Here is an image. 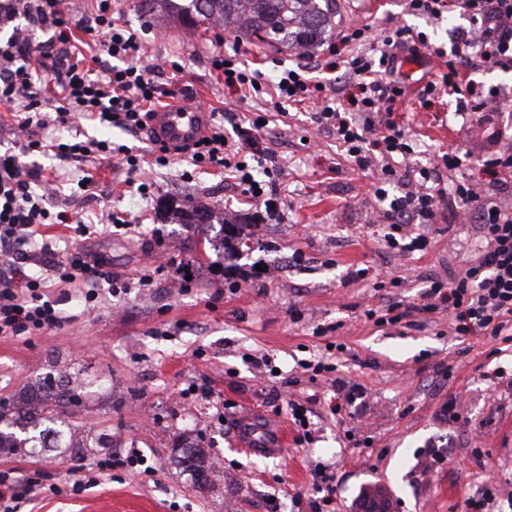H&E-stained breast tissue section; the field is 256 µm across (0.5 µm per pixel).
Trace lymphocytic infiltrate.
<instances>
[{
    "label": "lymphocytic infiltrate",
    "instance_id": "f902f5d3",
    "mask_svg": "<svg viewBox=\"0 0 512 512\" xmlns=\"http://www.w3.org/2000/svg\"><path fill=\"white\" fill-rule=\"evenodd\" d=\"M406 6L410 14L433 20L452 11L466 15L472 26L456 35L454 57L469 59L475 48L481 62L512 67V0H406ZM22 16L51 29L53 36L49 44L36 45L19 31L0 44V105L13 113L18 146L17 152L0 153V255L21 264L39 246V225L67 224L71 218L67 211L53 210L47 196L36 192L37 176L24 170L20 154L51 153L60 161L79 164L115 158L134 177L139 196L147 199L153 193L150 169L124 146L76 137L66 142L39 140L32 138L30 127L67 124L83 117L137 134L159 101L153 67L136 62L141 39L113 18L112 0H96L88 25L69 14L63 0H0L1 26ZM78 31L96 32L102 51L113 60L112 67L99 72L79 57L74 46ZM338 38L345 45L367 39L362 28L340 32ZM370 42L371 53L343 62L350 85L358 89L349 112L337 109L330 86L315 79V67L307 60L271 78L250 68L236 51L213 56L211 66L223 75L225 88L241 97L269 99L276 109L310 102L315 123L335 135L338 146L358 168L377 170L372 191L381 204L376 215L388 227L387 248L402 254L426 251L429 238L408 234L407 229L413 224L439 223L450 198L460 202L464 214L476 224L481 242L477 256L451 272L448 281L431 280L423 291L424 304H390L380 323L397 325L444 311L456 335L479 333L511 342L507 329L512 326V208L502 206L494 192L480 185L445 181L444 171L462 166L460 155L446 153L425 166L400 167V160L409 159L415 149L410 136L391 119L405 94L396 78V62L401 53L417 54L427 40L423 33L403 26L382 31ZM43 74L55 81L52 96L34 90ZM442 92L455 97L457 111L484 109L473 89L459 82L456 67L429 81L421 95ZM266 122V117L259 116L229 131L220 124L210 126L193 146L191 160L195 166L222 171L245 203L263 207L273 217L280 209L276 182L282 169L260 142L259 131ZM51 280L74 286L89 305L98 301L100 282L113 287L120 282L105 259L80 248L66 251L47 277L33 274L18 279L0 271V336H34L63 325V312L47 286Z\"/></svg>",
    "mask_w": 512,
    "mask_h": 512
}]
</instances>
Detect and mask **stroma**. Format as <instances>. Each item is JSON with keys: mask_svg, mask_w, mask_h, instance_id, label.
Masks as SVG:
<instances>
[{"mask_svg": "<svg viewBox=\"0 0 512 512\" xmlns=\"http://www.w3.org/2000/svg\"><path fill=\"white\" fill-rule=\"evenodd\" d=\"M405 0H336V26L381 31L407 25L427 33L431 46L451 50L452 29L468 27L459 13L428 21L406 12ZM121 23L143 31L144 63L156 67L162 90L179 89L211 112L233 122L263 114L258 100L241 101L225 90L211 58L239 45L250 67L273 74L274 61L298 60L296 50L262 47L242 34L199 27L190 32L170 17L145 14L140 0H114ZM414 73L399 72L406 94L392 118L410 130L417 162L448 152L468 155L464 174L484 184L479 161L512 141V124L501 121V139L483 114L458 115L451 97L425 102L418 91L447 70L445 59L420 50ZM179 72H172L171 64ZM461 78L487 96L488 111L512 112V96L488 97L491 87H512V69L480 60L459 64ZM33 137L61 140L108 139L144 155L153 146L93 121L47 130ZM314 137L311 145L303 136ZM261 137L276 152L284 175L278 190L288 202L281 218L255 223V211L241 204L217 171H203L182 156L153 171L155 192L141 200L129 193L121 170L97 165L95 193L71 180L57 181L60 203L89 219L111 209L137 226L136 235L115 227L82 234L72 224H45L40 232L54 247L23 264L35 274L64 250L77 246L106 256L126 287L101 289L89 311L75 288L55 285L53 295L67 317L62 328L22 338H0V400L16 397L25 383L50 369L77 377L88 395L76 414L80 436L106 433L109 448L82 460L45 455L33 460L1 455L0 469L21 474L39 470L50 487L30 501L29 512H310L313 477L326 470L336 477L338 512H354L362 495L384 482L398 512H473L483 489L494 501L487 512H512V348L488 336H458L444 313L428 315L414 327L380 326L366 310L389 303H422L429 278H447L480 247L475 225L441 222L425 227L432 243L426 253L402 255L385 247L384 225L374 223L370 174L317 133L309 109L290 106L271 116ZM189 200L223 212L251 236L249 247L229 252L216 245L214 224H175L163 211L167 200ZM187 266L190 280L167 273L170 263ZM383 271L355 277V270ZM156 274L155 287L137 284L144 271ZM401 279L400 286L390 277ZM269 355L279 377L256 379L250 356ZM329 357L333 368L318 376L306 362ZM209 381V398H181L191 382ZM360 385L365 393L346 412L331 414L328 403L337 382ZM461 394L460 421L444 405ZM302 405L315 433L300 441L289 406ZM271 439L286 429L289 443L278 454L243 451V427ZM202 446L213 464V489L194 485L177 466L182 447ZM143 450L153 474L113 470L110 477L79 494L67 486L109 451ZM276 497L277 510L266 508Z\"/></svg>", "mask_w": 512, "mask_h": 512, "instance_id": "obj_1", "label": "stroma"}]
</instances>
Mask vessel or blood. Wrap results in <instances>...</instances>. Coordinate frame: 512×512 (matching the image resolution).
I'll list each match as a JSON object with an SVG mask.
<instances>
[{"mask_svg":"<svg viewBox=\"0 0 512 512\" xmlns=\"http://www.w3.org/2000/svg\"><path fill=\"white\" fill-rule=\"evenodd\" d=\"M209 114L202 108L175 105L152 112L148 130L153 140L172 147L194 145L205 133Z\"/></svg>","mask_w":512,"mask_h":512,"instance_id":"b4317fda","label":"vessel or blood"}]
</instances>
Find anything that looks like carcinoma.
I'll return each instance as SVG.
<instances>
[{"instance_id": "obj_1", "label": "carcinoma", "mask_w": 512, "mask_h": 512, "mask_svg": "<svg viewBox=\"0 0 512 512\" xmlns=\"http://www.w3.org/2000/svg\"><path fill=\"white\" fill-rule=\"evenodd\" d=\"M169 6L171 15L189 28L206 23L233 27L251 42L270 47L305 49L336 26V0H146ZM165 209L185 224H209L205 207L169 203ZM79 387L64 375L47 373L27 389L23 415L5 418L0 402V454L32 459L48 452L72 457L83 455L84 445L74 441V414L82 403ZM177 462L199 487L209 484L210 468L201 448H183Z\"/></svg>"}]
</instances>
